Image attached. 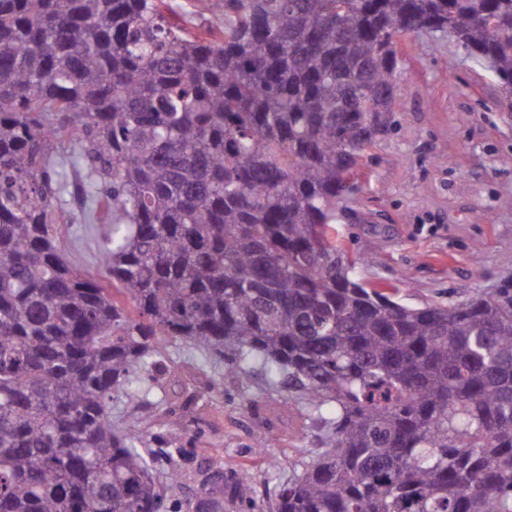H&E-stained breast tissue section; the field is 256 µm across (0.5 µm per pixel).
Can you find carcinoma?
Masks as SVG:
<instances>
[{
	"label": "carcinoma",
	"mask_w": 512,
	"mask_h": 512,
	"mask_svg": "<svg viewBox=\"0 0 512 512\" xmlns=\"http://www.w3.org/2000/svg\"><path fill=\"white\" fill-rule=\"evenodd\" d=\"M0 0V512H165L136 419L160 345L255 359L323 447L271 510L512 512V279L413 307L331 228L394 129L398 38L445 33L512 109V0ZM111 287L62 255L71 173ZM129 297L126 304L121 296ZM177 5L178 17L186 20L187 27L193 32H200L210 23L212 15L197 0H169Z\"/></svg>",
	"instance_id": "1"
}]
</instances>
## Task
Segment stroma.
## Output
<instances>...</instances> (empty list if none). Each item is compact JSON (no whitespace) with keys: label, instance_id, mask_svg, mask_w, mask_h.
Returning a JSON list of instances; mask_svg holds the SVG:
<instances>
[{"label":"stroma","instance_id":"obj_1","mask_svg":"<svg viewBox=\"0 0 512 512\" xmlns=\"http://www.w3.org/2000/svg\"><path fill=\"white\" fill-rule=\"evenodd\" d=\"M401 90L394 132L371 147L337 209L336 234L366 260L364 277L397 287L418 306L462 299L512 277V112L504 91L443 34L398 43ZM64 258L97 279L98 240L85 224L60 226ZM168 369L148 404L112 399V420L137 417L143 446L173 451L155 465L170 507L202 496L210 478L247 471L257 500L271 501L321 429L302 428L263 368L228 377L224 366L182 340H167ZM181 473L167 483L169 468Z\"/></svg>","mask_w":512,"mask_h":512}]
</instances>
